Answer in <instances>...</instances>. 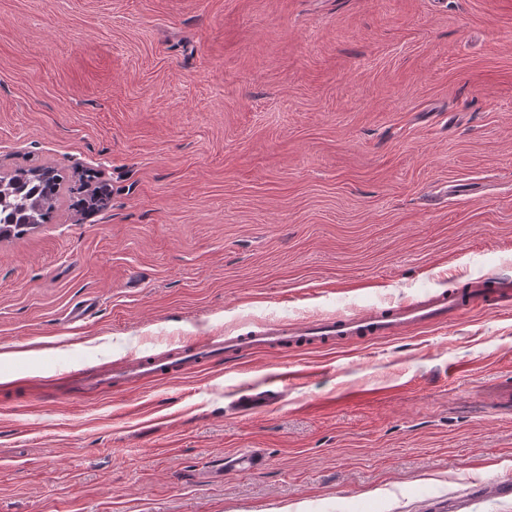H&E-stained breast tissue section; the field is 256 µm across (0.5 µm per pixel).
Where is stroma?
I'll return each mask as SVG.
<instances>
[{
  "mask_svg": "<svg viewBox=\"0 0 512 512\" xmlns=\"http://www.w3.org/2000/svg\"><path fill=\"white\" fill-rule=\"evenodd\" d=\"M38 166L109 194L0 238V512H448L512 477V411L486 406L512 309L77 383L512 281V0H0V176ZM251 448L265 470L201 478ZM465 296L452 290L424 301H410L386 309L341 315L325 321L267 322L229 338L216 336L192 348H175L163 354L134 357L116 370L86 379L88 393H99L122 383L164 380L189 372L216 354L224 358L269 351H298L348 347L364 340L395 337L410 328L441 323L448 316L462 315L475 305L486 309L511 306L509 283L496 277H481L469 283Z\"/></svg>",
  "mask_w": 512,
  "mask_h": 512,
  "instance_id": "stroma-1",
  "label": "stroma"
}]
</instances>
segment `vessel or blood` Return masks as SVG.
I'll list each match as a JSON object with an SVG mask.
<instances>
[{
  "label": "vessel or blood",
  "mask_w": 512,
  "mask_h": 512,
  "mask_svg": "<svg viewBox=\"0 0 512 512\" xmlns=\"http://www.w3.org/2000/svg\"><path fill=\"white\" fill-rule=\"evenodd\" d=\"M501 309L512 305V285L496 277L471 281L466 294L443 292L424 301L400 303L386 309L342 315L325 321H273L234 336H216L191 348H175L162 354L135 357L116 370L87 379L88 393L124 384L135 385L146 380H164L188 372L215 355L242 357L259 352L298 351L344 348L351 344L395 337L404 331L441 323L474 306ZM269 463L264 449L255 448L231 455L228 468L259 471Z\"/></svg>",
  "instance_id": "obj_1"
}]
</instances>
